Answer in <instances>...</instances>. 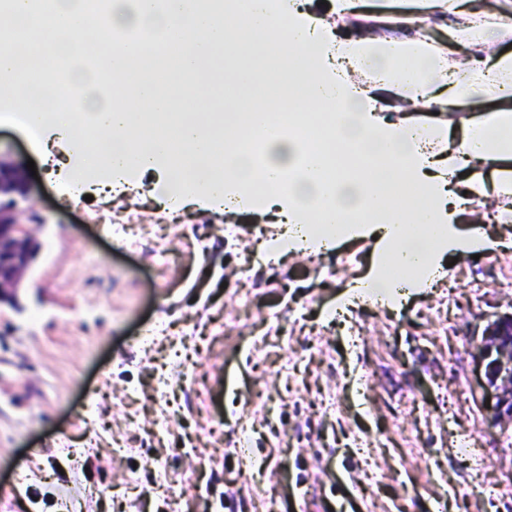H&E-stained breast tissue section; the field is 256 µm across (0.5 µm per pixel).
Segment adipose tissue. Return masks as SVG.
<instances>
[{"instance_id":"obj_1","label":"adipose tissue","mask_w":512,"mask_h":512,"mask_svg":"<svg viewBox=\"0 0 512 512\" xmlns=\"http://www.w3.org/2000/svg\"><path fill=\"white\" fill-rule=\"evenodd\" d=\"M369 11L364 0H334L329 15L302 0H111L107 25L90 28L91 0H0V33L24 36L39 17L49 62L22 76L0 49V103L25 111L68 148L69 181L119 189L136 175L164 172V204L276 210L281 223L332 224L337 238L376 235L366 288L428 287L446 253L486 249L458 215L478 198L512 195V0L492 11L475 0H396ZM161 36L164 53L141 40L115 45L106 76L113 99L97 96L98 75L75 68L87 40L117 30ZM234 81L221 113L178 111L204 104L188 74L215 62ZM35 82L40 94L24 87ZM83 111L56 108L63 89ZM480 109L452 127L444 113ZM288 125L262 157L238 151L236 131L264 132L274 112ZM122 138V148L111 145ZM331 142L333 151L323 149ZM490 176H483V169Z\"/></svg>"}]
</instances>
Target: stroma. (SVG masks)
Segmentation results:
<instances>
[{"label":"stroma","mask_w":512,"mask_h":512,"mask_svg":"<svg viewBox=\"0 0 512 512\" xmlns=\"http://www.w3.org/2000/svg\"><path fill=\"white\" fill-rule=\"evenodd\" d=\"M0 151L36 160L24 206L44 221L18 306L0 304V512H512V429L492 426L474 358L512 314L496 199L459 216L490 240L479 259L390 308L354 297L373 239L274 260L252 236L279 232L273 214L168 213L154 172L74 199L1 115ZM470 431L473 462L452 445ZM377 433L371 453L344 445Z\"/></svg>","instance_id":"1"}]
</instances>
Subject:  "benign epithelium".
Returning a JSON list of instances; mask_svg holds the SVG:
<instances>
[{
  "instance_id": "benign-epithelium-1",
  "label": "benign epithelium",
  "mask_w": 512,
  "mask_h": 512,
  "mask_svg": "<svg viewBox=\"0 0 512 512\" xmlns=\"http://www.w3.org/2000/svg\"><path fill=\"white\" fill-rule=\"evenodd\" d=\"M30 183L23 166L15 159L0 154V197H29ZM39 241L25 227L15 205H0V303L12 301L31 270L38 255ZM484 374L496 375V384H486L495 400L494 425L512 426V317L493 324L478 347Z\"/></svg>"
}]
</instances>
